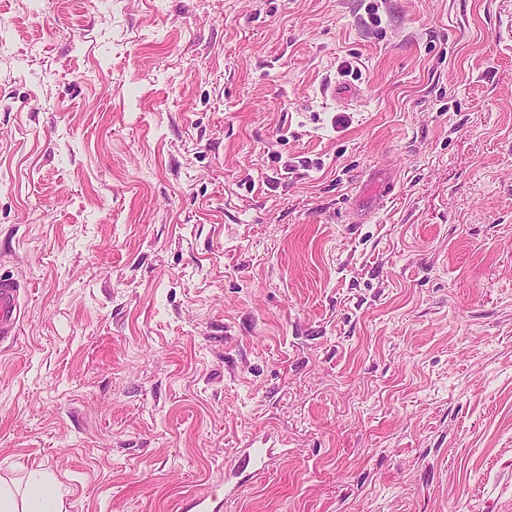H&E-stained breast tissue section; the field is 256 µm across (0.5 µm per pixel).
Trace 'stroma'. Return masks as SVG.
<instances>
[{
	"label": "stroma",
	"mask_w": 512,
	"mask_h": 512,
	"mask_svg": "<svg viewBox=\"0 0 512 512\" xmlns=\"http://www.w3.org/2000/svg\"><path fill=\"white\" fill-rule=\"evenodd\" d=\"M0 277L65 512H512V0H0ZM22 288L25 286L15 279H0V341L16 334Z\"/></svg>",
	"instance_id": "1"
}]
</instances>
